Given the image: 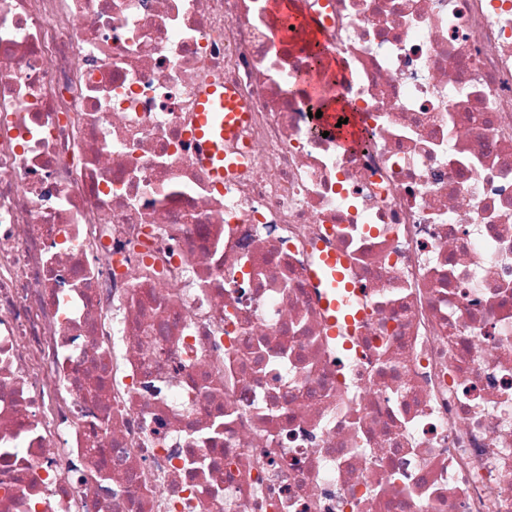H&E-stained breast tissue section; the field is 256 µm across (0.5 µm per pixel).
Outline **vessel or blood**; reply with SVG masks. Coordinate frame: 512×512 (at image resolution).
<instances>
[{"label":"vessel or blood","mask_w":512,"mask_h":512,"mask_svg":"<svg viewBox=\"0 0 512 512\" xmlns=\"http://www.w3.org/2000/svg\"><path fill=\"white\" fill-rule=\"evenodd\" d=\"M272 7L274 15L285 13L299 19L297 33H288L284 36L290 46L299 47L304 38L317 31V21L304 15L301 0H272ZM245 117L246 106L238 100L231 86L212 85L200 96V106L190 142L197 158L210 170L216 182H223L224 178L237 168L235 162L225 159L224 143L236 136ZM321 260V268L319 272L314 273L313 280L317 286L325 290L323 303L332 313L329 323L335 326L344 321L352 322V315L335 294L343 279L342 261L331 252L323 254Z\"/></svg>","instance_id":"b4317fda"}]
</instances>
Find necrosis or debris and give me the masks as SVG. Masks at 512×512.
Here are the masks:
<instances>
[{"instance_id": "4bbe7bcc", "label": "necrosis or debris", "mask_w": 512, "mask_h": 512, "mask_svg": "<svg viewBox=\"0 0 512 512\" xmlns=\"http://www.w3.org/2000/svg\"><path fill=\"white\" fill-rule=\"evenodd\" d=\"M304 11L363 149L271 0H0V512H512V0ZM200 106L191 134V145L217 183L224 182L239 165L224 157V140L233 139L246 117L247 108L234 89L225 84L211 85L200 96ZM356 118H353L351 122L355 124L353 127L351 123L349 125L344 126L336 133V113H331V119L327 122H324L323 120H318V122L327 130H331L333 133L336 134V137L340 140L342 144H344L347 147H357L359 145V127L362 126L361 120L357 114L354 113ZM322 265L319 272L313 273V280L321 288H329L323 296V304L332 312L330 317V333L336 335V325L345 321L349 324L353 322V316L343 307L344 303L336 297L334 289L342 282L343 275L341 266L343 261L335 253H325L321 257Z\"/></svg>"}]
</instances>
